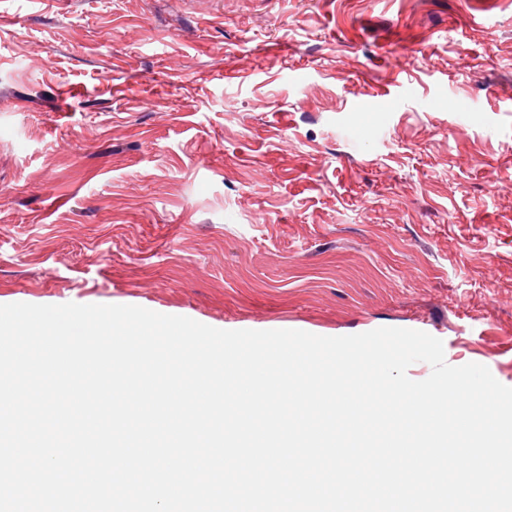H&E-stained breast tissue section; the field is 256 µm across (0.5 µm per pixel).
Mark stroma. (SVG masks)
Here are the masks:
<instances>
[{
    "label": "stroma",
    "mask_w": 512,
    "mask_h": 512,
    "mask_svg": "<svg viewBox=\"0 0 512 512\" xmlns=\"http://www.w3.org/2000/svg\"><path fill=\"white\" fill-rule=\"evenodd\" d=\"M68 302L512 386V0H0V304Z\"/></svg>",
    "instance_id": "35a3bbf8"
}]
</instances>
